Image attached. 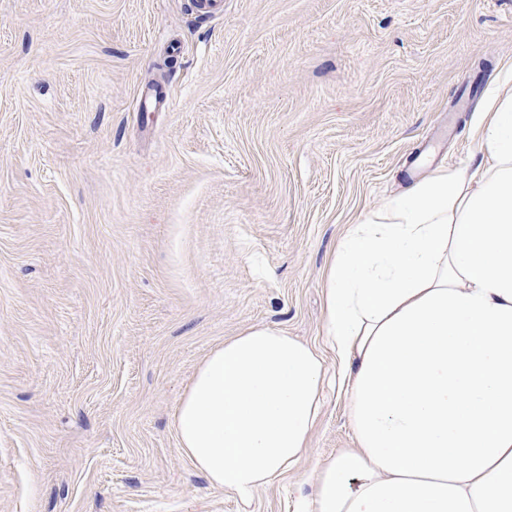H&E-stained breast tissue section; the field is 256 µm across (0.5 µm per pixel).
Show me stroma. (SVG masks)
<instances>
[{
	"label": "stroma",
	"mask_w": 512,
	"mask_h": 512,
	"mask_svg": "<svg viewBox=\"0 0 512 512\" xmlns=\"http://www.w3.org/2000/svg\"><path fill=\"white\" fill-rule=\"evenodd\" d=\"M512 0H0V512H239L177 445L204 357L253 326L336 360L347 227L487 157ZM354 440L334 385L293 512Z\"/></svg>",
	"instance_id": "35a3bbf8"
}]
</instances>
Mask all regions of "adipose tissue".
<instances>
[{
  "label": "adipose tissue",
  "mask_w": 512,
  "mask_h": 512,
  "mask_svg": "<svg viewBox=\"0 0 512 512\" xmlns=\"http://www.w3.org/2000/svg\"><path fill=\"white\" fill-rule=\"evenodd\" d=\"M487 166L441 169L351 225L325 336L354 447L301 512H512V65L475 123ZM327 367L253 327L212 349L174 415L181 453L249 512L303 460Z\"/></svg>",
  "instance_id": "adipose-tissue-1"
}]
</instances>
